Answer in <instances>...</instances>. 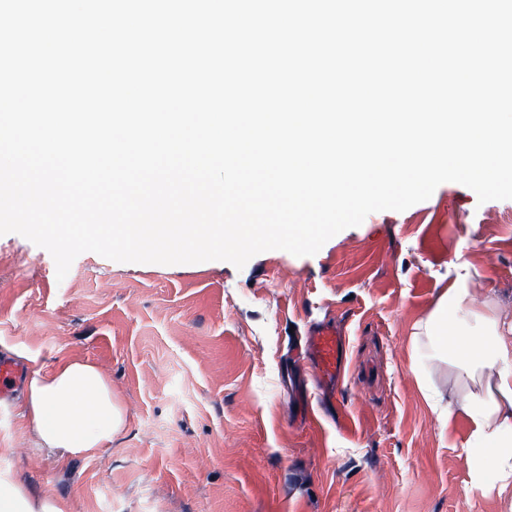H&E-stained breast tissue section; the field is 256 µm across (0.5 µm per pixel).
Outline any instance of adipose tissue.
Here are the masks:
<instances>
[{"mask_svg":"<svg viewBox=\"0 0 512 512\" xmlns=\"http://www.w3.org/2000/svg\"><path fill=\"white\" fill-rule=\"evenodd\" d=\"M416 337L452 358L463 388L458 397L427 389L439 417L464 414L473 425L467 456L472 490L512 486V323L499 319L494 302L477 301L450 287L417 325ZM21 417L34 448L59 459L110 447L125 423L112 382L90 361L71 358L52 370H32ZM0 512H69L50 494L32 493L12 475L0 476Z\"/></svg>","mask_w":512,"mask_h":512,"instance_id":"1","label":"adipose tissue"}]
</instances>
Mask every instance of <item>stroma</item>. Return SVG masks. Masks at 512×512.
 <instances>
[{
    "label": "stroma",
    "instance_id": "obj_1",
    "mask_svg": "<svg viewBox=\"0 0 512 512\" xmlns=\"http://www.w3.org/2000/svg\"><path fill=\"white\" fill-rule=\"evenodd\" d=\"M472 270L469 296L512 322V200L454 182L402 212L369 214L314 255L119 263L78 255L65 278L44 248L0 235V358L24 370L99 365L126 424L111 447L37 456L0 400V473L72 512H512V488H470L464 416L440 420L415 374L444 393L456 370L416 324ZM335 324L344 376L318 384L295 347Z\"/></svg>",
    "mask_w": 512,
    "mask_h": 512
}]
</instances>
